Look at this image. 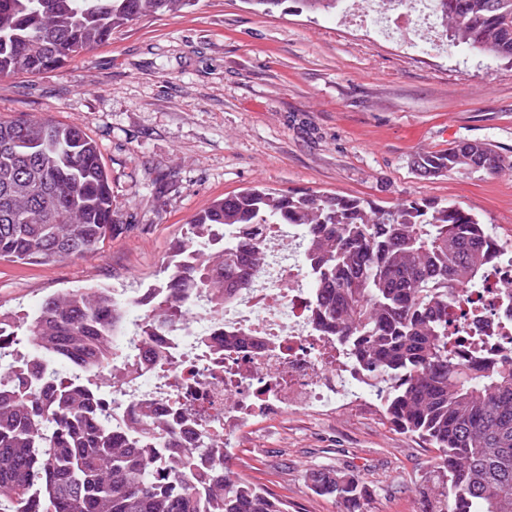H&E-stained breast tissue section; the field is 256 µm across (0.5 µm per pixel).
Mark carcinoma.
Masks as SVG:
<instances>
[{
  "instance_id": "cac0c4a2",
  "label": "carcinoma",
  "mask_w": 512,
  "mask_h": 512,
  "mask_svg": "<svg viewBox=\"0 0 512 512\" xmlns=\"http://www.w3.org/2000/svg\"><path fill=\"white\" fill-rule=\"evenodd\" d=\"M195 0H0V76L37 75L112 39V29L175 14ZM451 44L512 61V0H438ZM488 144L462 141L418 155L422 177L501 168ZM98 144L46 118L0 120V260L46 265L101 250L116 230ZM263 224L304 226V264L319 299L318 326L385 383L384 416L438 452L422 482L430 512H512V354L503 365L458 361L448 350V304L478 288L492 247L486 226L455 203L406 200L392 208L338 194L276 195L252 188L213 201L189 222L162 291L146 289L156 322L179 323L186 282L224 305L248 285ZM121 299L107 288L47 295L33 314L0 311L51 368L39 388L0 363V512H288L228 459L201 471L202 449L174 440L159 466L145 433L112 432L106 391L126 336ZM87 371L105 392L56 382ZM313 490L345 509L366 490L353 471H316Z\"/></svg>"
}]
</instances>
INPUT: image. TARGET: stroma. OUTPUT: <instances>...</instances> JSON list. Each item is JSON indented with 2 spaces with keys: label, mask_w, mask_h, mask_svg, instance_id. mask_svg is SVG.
<instances>
[{
  "label": "stroma",
  "mask_w": 512,
  "mask_h": 512,
  "mask_svg": "<svg viewBox=\"0 0 512 512\" xmlns=\"http://www.w3.org/2000/svg\"><path fill=\"white\" fill-rule=\"evenodd\" d=\"M340 10L296 0L264 13L248 0H198L144 17L53 71L0 78V118L44 116L82 128L112 184L118 230L97 253L48 265L0 261V309L30 313L51 293L161 285L175 241L212 201L248 188L326 192L392 207L460 204L512 243V166L424 178L422 152L460 140L512 163V63L464 45L415 49L374 37ZM233 469L289 512H339L308 480L351 470L362 512H416L437 452L397 432L380 400L257 417Z\"/></svg>",
  "instance_id": "35a3bbf8"
}]
</instances>
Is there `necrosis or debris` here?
Wrapping results in <instances>:
<instances>
[{
    "mask_svg": "<svg viewBox=\"0 0 512 512\" xmlns=\"http://www.w3.org/2000/svg\"><path fill=\"white\" fill-rule=\"evenodd\" d=\"M347 8L379 39L405 36L419 48L446 46L437 0H348ZM302 236L297 224L263 226L264 260L251 287L238 289L219 309L193 289L187 323L145 334L146 306L126 300L127 318L140 334L117 360L129 373L112 390L110 421L131 430L149 418L157 462H165L173 435L188 448H220L270 407L312 409L379 396L378 381L352 363L336 337L317 328L318 299L295 247ZM486 286L488 313H469L463 303L448 310L458 360L470 361L478 343L486 359L501 361L496 335H512L500 298L502 289L512 288V257H495ZM242 332L251 341L239 347Z\"/></svg>",
    "mask_w": 512,
    "mask_h": 512,
    "instance_id": "obj_1",
    "label": "necrosis or debris"
}]
</instances>
